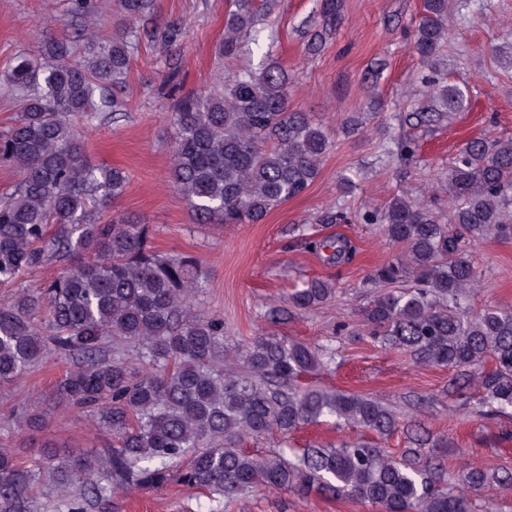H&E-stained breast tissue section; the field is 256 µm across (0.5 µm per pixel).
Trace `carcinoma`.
Instances as JSON below:
<instances>
[{
  "instance_id": "obj_1",
  "label": "carcinoma",
  "mask_w": 512,
  "mask_h": 512,
  "mask_svg": "<svg viewBox=\"0 0 512 512\" xmlns=\"http://www.w3.org/2000/svg\"><path fill=\"white\" fill-rule=\"evenodd\" d=\"M132 27L110 40H47L44 62L16 58L10 81L21 92V111L0 136V161L19 169L15 190L0 201V286L13 285L52 257L68 264L36 289L0 303V387L49 357L80 364L62 374L57 398L97 417L112 436L101 454L45 446L29 465L0 448V512H86L126 486L160 489L172 477L231 498L257 488H295L348 496L379 512H473L472 499L444 484V472L424 457L422 444L401 457L355 441L340 448H307L300 455L253 456L240 448L244 434H284L325 419L383 436L398 428L392 411L372 398L302 386V376L333 357L310 344L260 338L240 354L245 374L224 372V321L193 311L204 291L198 259L160 255L148 226L129 218L108 224L88 219L95 203L120 197L128 176L93 165L84 155L81 127L104 112L123 111L121 90L131 50L146 38L175 47L183 24L154 21L153 0H120ZM224 25L219 51L239 57L256 19L250 0H237ZM343 0H319L320 21L307 32L317 51L336 33ZM448 40V0H422L413 46L433 63ZM174 100L175 141L170 178L203 224H256L301 195L333 148L325 129L306 112L288 109V74L271 65L240 69L224 86L180 93L167 73ZM438 122L466 107V91L437 74L423 79ZM452 223L436 204L406 195L361 215L381 224L403 252L375 269L391 286L367 313L370 335L419 363L448 367L458 376L478 372L473 409H512V309L468 305L480 271L468 258L471 243L512 238V140L472 138L448 172ZM333 293L314 278L290 297L299 310ZM131 356L109 357L104 344ZM48 480L57 504L39 502L34 489Z\"/></svg>"
}]
</instances>
